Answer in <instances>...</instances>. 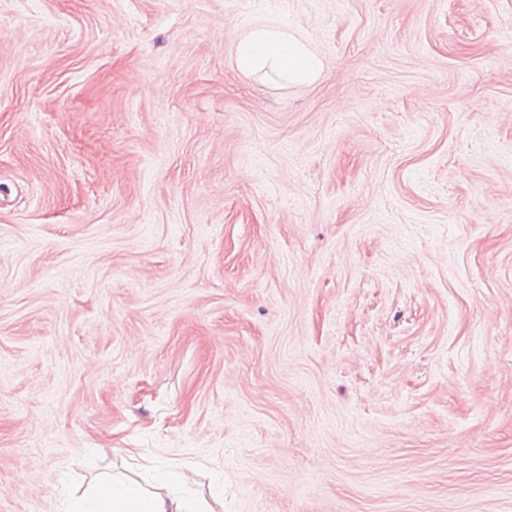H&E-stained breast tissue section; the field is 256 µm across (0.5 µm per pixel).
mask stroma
<instances>
[{
    "mask_svg": "<svg viewBox=\"0 0 512 512\" xmlns=\"http://www.w3.org/2000/svg\"><path fill=\"white\" fill-rule=\"evenodd\" d=\"M156 464L512 512V0H0V512ZM233 48L236 64L246 74L269 70L288 82L312 83L322 68L321 61L287 28L268 21L260 20L238 34Z\"/></svg>",
    "mask_w": 512,
    "mask_h": 512,
    "instance_id": "obj_1",
    "label": "stroma"
}]
</instances>
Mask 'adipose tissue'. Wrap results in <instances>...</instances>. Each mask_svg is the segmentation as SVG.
I'll list each match as a JSON object with an SVG mask.
<instances>
[{
	"label": "adipose tissue",
	"instance_id": "adipose-tissue-1",
	"mask_svg": "<svg viewBox=\"0 0 512 512\" xmlns=\"http://www.w3.org/2000/svg\"><path fill=\"white\" fill-rule=\"evenodd\" d=\"M236 64L244 73L266 70L292 83L314 82L320 60L284 26L258 21L233 40ZM167 473L156 476L157 490L119 477L99 483L82 500L78 512H203L200 505L176 491L166 490Z\"/></svg>",
	"mask_w": 512,
	"mask_h": 512
}]
</instances>
